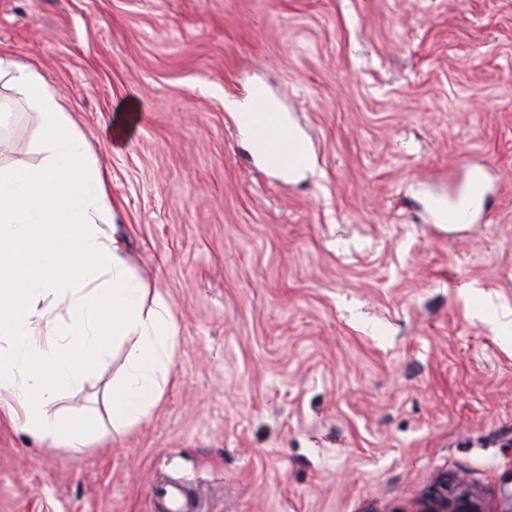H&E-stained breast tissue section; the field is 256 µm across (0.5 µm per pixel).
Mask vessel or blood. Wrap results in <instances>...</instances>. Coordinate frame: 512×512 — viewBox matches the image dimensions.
Returning <instances> with one entry per match:
<instances>
[{
    "label": "vessel or blood",
    "mask_w": 512,
    "mask_h": 512,
    "mask_svg": "<svg viewBox=\"0 0 512 512\" xmlns=\"http://www.w3.org/2000/svg\"><path fill=\"white\" fill-rule=\"evenodd\" d=\"M253 132V151L264 157L282 173L291 175L304 169L310 159L308 140L293 124L262 96H251L247 102ZM155 493L164 505L163 512H193L194 506L183 489L177 485L157 487Z\"/></svg>",
    "instance_id": "obj_1"
}]
</instances>
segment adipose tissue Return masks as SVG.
I'll return each instance as SVG.
<instances>
[{
	"instance_id": "obj_1",
	"label": "adipose tissue",
	"mask_w": 512,
	"mask_h": 512,
	"mask_svg": "<svg viewBox=\"0 0 512 512\" xmlns=\"http://www.w3.org/2000/svg\"><path fill=\"white\" fill-rule=\"evenodd\" d=\"M37 114L43 165L0 167V419L82 454L102 424L63 399L124 347L106 410L114 430L163 397L177 328L166 301L132 276L122 237L99 225L109 186L53 88L0 55V81Z\"/></svg>"
}]
</instances>
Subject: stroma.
<instances>
[{
    "instance_id": "35a3bbf8",
    "label": "stroma",
    "mask_w": 512,
    "mask_h": 512,
    "mask_svg": "<svg viewBox=\"0 0 512 512\" xmlns=\"http://www.w3.org/2000/svg\"><path fill=\"white\" fill-rule=\"evenodd\" d=\"M177 327L141 423L76 456L0 425V512H406L442 469L512 477V0H0ZM262 86L311 147L260 163ZM0 166L40 123L0 82ZM130 114L121 141L111 128ZM484 204L438 223L473 171ZM157 499L161 500L164 509L163 512H190L194 511L190 498L185 494L179 485H163L154 489Z\"/></svg>"
}]
</instances>
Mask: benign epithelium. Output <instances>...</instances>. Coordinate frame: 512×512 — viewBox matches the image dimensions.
<instances>
[{
  "label": "benign epithelium",
  "mask_w": 512,
  "mask_h": 512,
  "mask_svg": "<svg viewBox=\"0 0 512 512\" xmlns=\"http://www.w3.org/2000/svg\"><path fill=\"white\" fill-rule=\"evenodd\" d=\"M407 512H489L468 477L446 469L414 500Z\"/></svg>",
  "instance_id": "benign-epithelium-1"
}]
</instances>
